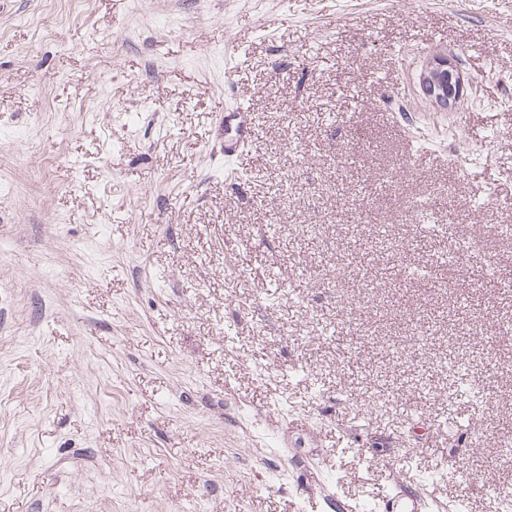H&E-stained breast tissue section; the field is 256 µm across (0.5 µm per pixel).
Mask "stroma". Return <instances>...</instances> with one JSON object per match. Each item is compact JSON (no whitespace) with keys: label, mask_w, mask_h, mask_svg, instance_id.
Here are the masks:
<instances>
[{"label":"stroma","mask_w":512,"mask_h":512,"mask_svg":"<svg viewBox=\"0 0 512 512\" xmlns=\"http://www.w3.org/2000/svg\"><path fill=\"white\" fill-rule=\"evenodd\" d=\"M437 52L459 111L421 95ZM496 224L512 0H0V512H355L399 475L490 512ZM463 71L445 52L430 56L419 75L420 91L437 111L459 110L466 91ZM220 130L224 132V157L239 156L251 139V122L243 107L225 110L221 117Z\"/></svg>","instance_id":"obj_1"}]
</instances>
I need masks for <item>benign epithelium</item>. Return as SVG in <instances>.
<instances>
[{
	"mask_svg": "<svg viewBox=\"0 0 512 512\" xmlns=\"http://www.w3.org/2000/svg\"><path fill=\"white\" fill-rule=\"evenodd\" d=\"M420 91L439 112L459 110L466 91L463 71L445 52L430 56L419 75Z\"/></svg>",
	"mask_w": 512,
	"mask_h": 512,
	"instance_id": "7a95c632",
	"label": "benign epithelium"
}]
</instances>
